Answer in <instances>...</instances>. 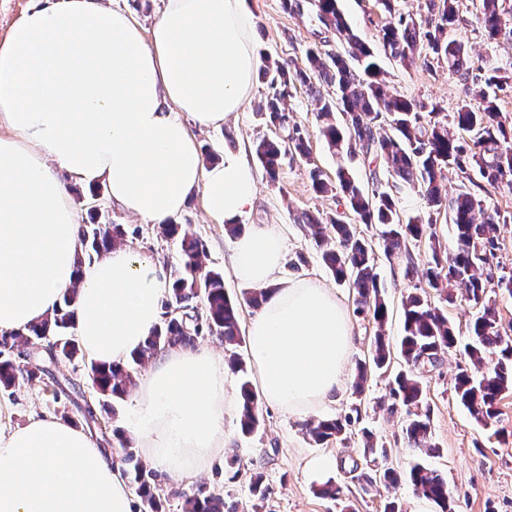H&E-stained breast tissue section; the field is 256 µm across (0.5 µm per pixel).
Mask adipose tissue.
<instances>
[{
	"mask_svg": "<svg viewBox=\"0 0 512 512\" xmlns=\"http://www.w3.org/2000/svg\"><path fill=\"white\" fill-rule=\"evenodd\" d=\"M259 63L247 0H164L150 30L104 0H40L0 40V335L50 316L77 290L75 337L109 365L141 346L168 289L132 246L77 263L78 213L61 173L146 224H167L202 192L238 223L256 198L240 155L204 166L186 123L218 128L250 101ZM286 237L254 224L232 243V273L267 290L249 356L261 401L309 413L334 395L351 351L333 289L277 285ZM226 369L208 350L171 348L142 376L131 431L146 460L182 474L224 443ZM126 481L81 428L34 417L0 431V512H133Z\"/></svg>",
	"mask_w": 512,
	"mask_h": 512,
	"instance_id": "obj_1",
	"label": "adipose tissue"
}]
</instances>
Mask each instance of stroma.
<instances>
[{"instance_id":"obj_1","label":"stroma","mask_w":512,"mask_h":512,"mask_svg":"<svg viewBox=\"0 0 512 512\" xmlns=\"http://www.w3.org/2000/svg\"><path fill=\"white\" fill-rule=\"evenodd\" d=\"M253 19V32L260 54L276 60L303 62L310 46L329 52L343 51L344 45L333 31L318 20L312 0H298L297 9L286 8L284 0H247ZM352 28L371 47L379 45V29L384 15L376 0H338ZM458 20L448 32L459 41L469 57L472 69L490 63L512 64V36L501 34L488 39L480 22L481 0H457ZM392 92L439 105L443 113L455 112L464 97V86L446 65L415 61L404 65L380 58ZM270 92L264 82H256L250 102L231 119L228 129L193 130L204 166L224 159L225 148L241 152L257 177V198L240 219L241 224H275L287 238V260L280 278L284 281L312 278L335 288L338 299L346 307L353 328V346L344 370L339 391L314 412L318 418L357 415L359 426L369 428L380 445L388 451L390 466L405 465L415 456L401 432L403 412L388 413L391 373L369 371L363 394L353 389L356 366L370 356L371 341L376 331L370 315L358 313L355 294L346 285L337 283L323 265L319 253L308 237L305 225L298 219L305 212L334 214L341 200L335 193H318L312 187L309 164H316L326 182L336 180L337 157L329 151L319 134L317 107L304 88L294 90L286 101L292 121L308 134L311 163L284 162L277 179H269L253 152L257 137L269 134L256 109ZM70 201L87 221L89 208H97L101 221L125 225L128 243L136 245L163 267L179 262L176 242L164 238L157 226L141 223L108 199L106 188L89 193L74 180H67ZM183 234L203 241L205 265L224 270V284L229 296L241 295L243 284L232 275L230 244L223 225L208 216L202 195H194L184 211L175 218ZM379 287L388 306L385 334L398 340L402 333V300L415 284L404 275L405 265L376 254ZM90 358L86 353L64 361L54 371L58 389L45 383H20L8 390L0 389V428L15 429L37 415H58L68 409L73 424L84 425L80 410L84 401L101 403L102 398L84 383V371ZM468 358L460 349H450L436 368L425 370L424 385L430 406L431 442L436 453L423 456V463L448 479L452 512H512V393L503 394L498 408L500 415L491 426L478 424L459 402L454 392L459 369L467 367ZM263 420L257 433L245 437L240 433L238 414L224 419V447L198 474L179 477L160 474L162 488L169 493L167 512H183L178 490L198 485L219 489L227 505L237 512H383L386 500L398 498L406 512H439L438 507L415 492L413 486L401 484L394 488L377 487L363 493L352 470L353 461L363 454L359 435H346L344 440L324 445L310 442L303 430L304 417L268 405L261 408ZM335 459L331 479L341 487L340 498L322 496L320 484L311 482L307 462L316 456ZM261 475L267 495L255 501L251 478Z\"/></svg>"}]
</instances>
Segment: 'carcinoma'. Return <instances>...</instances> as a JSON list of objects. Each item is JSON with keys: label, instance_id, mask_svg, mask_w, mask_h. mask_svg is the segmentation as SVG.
<instances>
[{"label": "carcinoma", "instance_id": "1", "mask_svg": "<svg viewBox=\"0 0 512 512\" xmlns=\"http://www.w3.org/2000/svg\"><path fill=\"white\" fill-rule=\"evenodd\" d=\"M315 2L319 21L342 37L346 47L336 54L310 49L302 66L266 62L264 74L270 77L273 94L264 99L257 112L266 124L275 128V136L256 139L255 156L272 181L277 179L281 158L286 154L307 164L311 162L308 140L298 126L288 123L285 107L292 90L302 86L318 106L320 134L334 155L343 161L360 153L365 159L382 164L391 181L387 182V190L371 196L363 192L342 163L336 170L334 185L323 181L315 168L310 170V176L317 192L341 193L345 207L359 223L385 227L383 252L389 258L406 261L407 277L424 278L442 303H454L455 290L460 286L466 299L480 307L470 324V342L465 346V354L475 366L482 365L487 356L496 357V362L477 374L459 372L454 390L471 416L486 425L498 417L502 394L512 391V339L501 332L495 303L488 296L489 280L483 278L484 265L498 249L499 224L507 223V217L497 209L487 208L470 186L484 191L503 186L512 188V122L503 118L497 96L489 93L494 88L504 89L512 76L507 68L490 64L484 68L481 83L465 85L464 98L451 115V121L468 138L455 137L448 132L447 123L434 119L441 111L438 105L389 90L371 47L348 23L338 0ZM378 2L388 15L379 30L382 46L392 58L412 63L429 50L436 63L447 64L454 74L468 75L463 45L448 39L447 30L456 21L455 0H439L438 20L426 29L413 17L398 12L394 0ZM480 22L487 38L494 39L501 34L505 21L498 0H482ZM322 83L336 87V98L321 95ZM473 98L479 100L478 105L471 103ZM336 112L342 114L340 123L334 120ZM384 127L390 133H381ZM471 169L478 173L480 181L471 180L468 175ZM450 170L470 180V186H462L451 198L443 186L445 172ZM406 187L421 193L427 205L425 215L402 218L396 197ZM441 212L448 215L454 226V245L443 249L432 241L431 258L420 271L413 261L411 246L425 237L434 238L431 232L434 215ZM301 222L336 281L347 283L356 291L358 312L370 314L377 325L374 365L388 368L397 355L411 365L395 375L388 410L392 412L398 405L404 408L402 435L409 447L424 453L433 451L430 407L425 402L424 382L415 369L436 367L441 354L457 344L444 310L419 292L409 293L402 301L404 336L398 347L392 348L385 336L388 308L377 283L372 245L357 235L342 212L326 217L305 212ZM328 224L336 230L333 238L326 234ZM159 229L164 237L178 242L180 252L178 265L170 270L171 288L164 302L163 321L124 363L108 367L94 361L87 364L85 379L100 394L118 401L134 383V374L145 368L157 352L188 347L204 332L220 336L231 350L226 358L227 366L242 374L240 429L250 435L261 426V412L245 364L234 352L241 342L237 306L243 302L256 305L265 292L255 290L243 293L240 300L230 298L224 289V272L203 265L205 248L201 240L179 236L177 224H161ZM125 237L122 224H100L95 220L82 224L78 263L101 256ZM76 296L77 288L67 289L45 320L0 338V388L8 389L20 378L40 382L51 375L53 357L40 351L44 346H59L56 354L61 359L77 356L80 347L70 333L76 325ZM351 423L349 417L311 420L305 424V431L311 442L320 445L345 434ZM361 434L366 466L357 464L355 470L359 471L357 481L364 491H369L380 477L390 486L407 481L441 512H451L447 479L417 461L409 462L402 471L388 468L380 477L372 475L369 464L379 456L387 457V450L372 432L363 430ZM113 435L124 450V463L130 465L122 473L136 486L141 512H166L167 497L158 484L156 471L137 458L120 430H113ZM180 496L184 512H224L225 509L224 495L205 486L196 487L190 494L182 492Z\"/></svg>", "mask_w": 512, "mask_h": 512}]
</instances>
